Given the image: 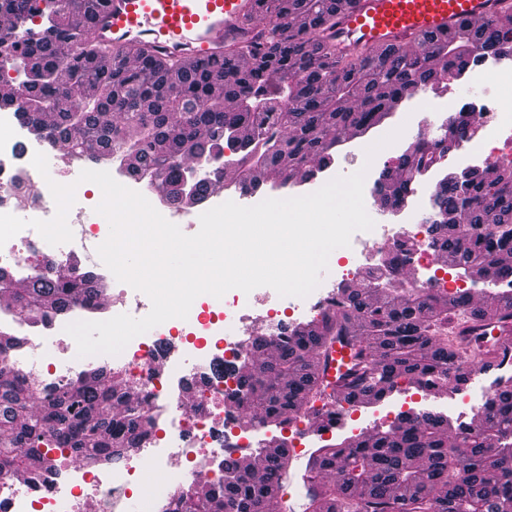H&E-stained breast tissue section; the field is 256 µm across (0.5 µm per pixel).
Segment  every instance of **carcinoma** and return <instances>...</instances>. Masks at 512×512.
<instances>
[{
    "label": "carcinoma",
    "mask_w": 512,
    "mask_h": 512,
    "mask_svg": "<svg viewBox=\"0 0 512 512\" xmlns=\"http://www.w3.org/2000/svg\"><path fill=\"white\" fill-rule=\"evenodd\" d=\"M0 0V46L28 94L0 111L14 112L29 134L67 155L96 164L119 163L147 182L162 203L193 208L213 181L194 176L186 161L213 164L230 153L236 176L228 189L254 193L264 173L286 186L329 167L343 136L366 134L419 88L440 78L459 80L488 55L512 50V11L486 22L462 21L444 36L424 37L416 50H388L353 64L320 53L317 31L342 0H257L270 25L266 47L245 59L227 56L192 67L159 61L141 51L100 54L92 30L103 0ZM41 18L35 24V18ZM69 99L63 112L58 99ZM431 145L413 144L377 181L381 205L398 208L450 149L448 133L471 138L479 125L451 114ZM435 216L426 232L445 270L512 283V167L461 170L439 180ZM392 261L343 282L320 317L253 339L249 356L231 364L235 390L224 395L242 433L279 428L307 415L321 399L319 357L338 336L360 345V374L347 403L361 408L389 398L397 379L436 398L461 391L470 368L494 366V347L469 356L465 337L476 325L500 321L512 309V288L481 301L468 292L422 295L393 288ZM0 267V297L8 295L43 329L77 306L107 310L103 280L87 271L31 277L24 287ZM471 323L448 338V311ZM20 337L0 332V479L23 473L57 474L56 452L68 446L86 465L137 448L155 427L138 412L140 393L123 369L100 366L45 390L37 377L7 362ZM281 437L262 440L248 462H224V477L170 493L171 512H266L284 486L286 454H271ZM301 512H512V385L485 403L474 428L446 415L409 410L387 428L327 445L308 466Z\"/></svg>",
    "instance_id": "cac0c4a2"
}]
</instances>
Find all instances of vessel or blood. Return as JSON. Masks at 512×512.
Here are the masks:
<instances>
[{
	"mask_svg": "<svg viewBox=\"0 0 512 512\" xmlns=\"http://www.w3.org/2000/svg\"><path fill=\"white\" fill-rule=\"evenodd\" d=\"M512 9V0H344L316 39L339 61L366 52L416 45L428 34L447 32L464 20H490ZM267 36L256 0H104L95 24L101 52L115 48L147 49L157 58L183 66L253 50ZM356 342L336 339L322 364L328 394L343 397L353 379ZM288 433V461L295 469L320 456L319 446L336 432L317 417Z\"/></svg>",
	"mask_w": 512,
	"mask_h": 512,
	"instance_id": "vessel-or-blood-1",
	"label": "vessel or blood"
}]
</instances>
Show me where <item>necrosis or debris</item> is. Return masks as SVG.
Listing matches in <instances>:
<instances>
[{
  "mask_svg": "<svg viewBox=\"0 0 512 512\" xmlns=\"http://www.w3.org/2000/svg\"><path fill=\"white\" fill-rule=\"evenodd\" d=\"M470 94L454 97L457 113L475 118L490 139H465L456 143L460 155L475 156L486 165L512 164V151H504L497 132L512 129V114L505 112L499 95L483 96V86L492 79H512V56H489L473 64ZM24 126L15 113H0V214L25 210L33 215L54 213L56 205L49 182H62L63 172L42 175L32 165V153L21 152ZM82 208L68 215L74 238L85 250L95 251L102 243V215L96 213L100 188L91 182L78 185ZM410 238L411 252L400 248L401 238ZM368 250L380 252L395 263L410 261L431 269L432 277L415 281L423 294L458 291L456 280L437 266V254L421 225L410 223L404 234L385 225H375L367 242ZM242 315L228 311L223 300L214 308H191L187 319H170L146 336H136L115 360L140 390V410L158 414L152 434L139 448L118 461L93 467L77 464L59 475L25 483L0 482V512H169L172 487L193 485L197 478H214L224 467L227 445L242 442L224 404L225 390L235 380L224 375L220 362L246 356L253 339L243 330ZM0 329L13 331L26 350L40 353L36 370L47 386L74 380L90 367L92 360L78 357L75 343L46 347L42 334L33 332L28 321L18 319L0 307ZM205 377L196 403L186 406L171 397L174 383L189 377Z\"/></svg>",
  "mask_w": 512,
  "mask_h": 512,
  "instance_id": "1",
  "label": "necrosis or debris"
}]
</instances>
